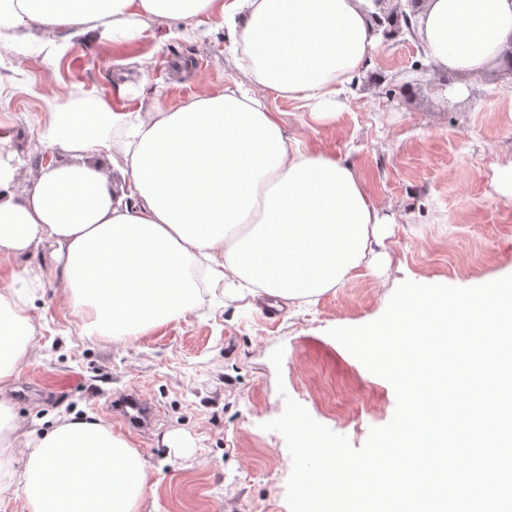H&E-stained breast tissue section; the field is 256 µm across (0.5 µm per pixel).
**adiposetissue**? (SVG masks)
Listing matches in <instances>:
<instances>
[{
  "mask_svg": "<svg viewBox=\"0 0 512 512\" xmlns=\"http://www.w3.org/2000/svg\"><path fill=\"white\" fill-rule=\"evenodd\" d=\"M368 0H0V44L54 54L59 32L101 48L133 37L143 17L228 26L254 84L328 103L336 84L367 70L377 51ZM281 33L271 55L259 38ZM439 67L475 75L512 46V0H426L418 18ZM30 152L69 155L31 173L23 198L10 137L0 135V258L44 245L45 269L14 268L0 288V385L32 352L28 312L58 281L86 335L141 336L195 305L190 276L245 282L283 300L343 284L371 246L376 203L356 168L288 137L279 113L228 86L180 107L119 111L101 98L45 100ZM121 173L116 196L102 160ZM146 460L111 426L68 416L23 428L0 394V487L28 512H141Z\"/></svg>",
  "mask_w": 512,
  "mask_h": 512,
  "instance_id": "ef3b65f1",
  "label": "adipose tissue"
}]
</instances>
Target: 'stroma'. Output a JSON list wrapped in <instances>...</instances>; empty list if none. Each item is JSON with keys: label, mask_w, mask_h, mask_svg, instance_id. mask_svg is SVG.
<instances>
[{"label": "stroma", "mask_w": 512, "mask_h": 512, "mask_svg": "<svg viewBox=\"0 0 512 512\" xmlns=\"http://www.w3.org/2000/svg\"><path fill=\"white\" fill-rule=\"evenodd\" d=\"M176 21L150 17L131 40L99 50L21 56L0 46V134L24 158L15 191L29 185L28 147L42 94L103 98L126 110L249 85L226 29L203 18L193 37ZM421 35L379 46L374 69L336 92L335 120L312 119L310 102L265 92L289 137L353 163L385 224L380 239L343 284L268 316L248 291L202 288L183 319L147 335L101 341L85 336L61 285L46 284L30 311L34 350L7 385L18 417L48 426L91 415L125 434L152 471L142 512H290L292 461L284 437L264 430L286 398L361 447L395 411L391 384L370 373L329 334L385 311L404 280L468 287L512 274V87L499 65L481 75L420 69ZM465 84L448 96L442 81ZM283 348L281 369L270 356ZM133 390L156 406L144 433L112 422L111 394Z\"/></svg>", "instance_id": "35a3bbf8"}]
</instances>
